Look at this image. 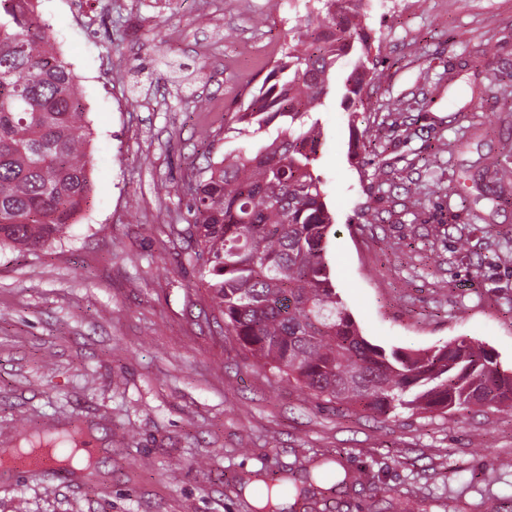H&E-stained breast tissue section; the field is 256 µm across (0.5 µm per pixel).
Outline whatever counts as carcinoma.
I'll list each match as a JSON object with an SVG mask.
<instances>
[{
  "mask_svg": "<svg viewBox=\"0 0 512 512\" xmlns=\"http://www.w3.org/2000/svg\"><path fill=\"white\" fill-rule=\"evenodd\" d=\"M0 21V248L50 247L90 208L91 129L76 75L29 0H5ZM288 46L234 112L268 138L211 161L188 182L183 232L197 246L200 280L224 316V339L316 398L387 417L400 409L512 406V370L483 344L459 337L422 351L387 350L363 336L336 292L328 258L334 225L315 163V114L335 99L358 112L382 78L364 0H315ZM348 61L350 71L336 79ZM494 184L512 170L484 165ZM260 512L307 490L273 475Z\"/></svg>",
  "mask_w": 512,
  "mask_h": 512,
  "instance_id": "1",
  "label": "carcinoma"
}]
</instances>
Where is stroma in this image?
<instances>
[{
	"instance_id": "35a3bbf8",
	"label": "stroma",
	"mask_w": 512,
	"mask_h": 512,
	"mask_svg": "<svg viewBox=\"0 0 512 512\" xmlns=\"http://www.w3.org/2000/svg\"><path fill=\"white\" fill-rule=\"evenodd\" d=\"M309 7L36 0L83 91L94 196L61 242L0 250V457L54 439L93 456L52 481L0 465V512H255L260 475L327 466L360 480L294 512H512V408L377 419L276 382L225 341L180 234L191 175L261 142L231 118L259 48L278 52ZM367 14L384 78L358 116L331 99L318 114L336 290L373 344L464 336L511 369L512 185L497 198L471 177L488 157L512 169V0ZM356 128L376 145L361 164Z\"/></svg>"
}]
</instances>
